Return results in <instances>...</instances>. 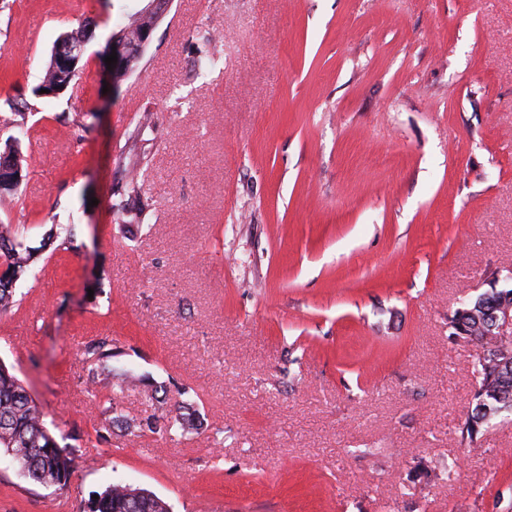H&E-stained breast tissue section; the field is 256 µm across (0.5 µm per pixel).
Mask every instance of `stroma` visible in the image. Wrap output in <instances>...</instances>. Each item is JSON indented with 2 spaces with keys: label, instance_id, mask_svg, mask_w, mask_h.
<instances>
[{
  "label": "stroma",
  "instance_id": "obj_1",
  "mask_svg": "<svg viewBox=\"0 0 512 512\" xmlns=\"http://www.w3.org/2000/svg\"><path fill=\"white\" fill-rule=\"evenodd\" d=\"M141 5L0 0V143L14 104L27 129L0 221L32 247L74 229L19 282L0 360L52 434L85 436L80 346L109 336L171 401L192 387L206 427L83 444L61 493L0 456V512H80L115 481L172 512H512V415L460 445L476 346L448 330L512 261V0H173L105 89L112 18ZM83 17L79 75L35 96ZM206 42L223 65L202 76ZM146 111L126 230L111 188Z\"/></svg>",
  "mask_w": 512,
  "mask_h": 512
}]
</instances>
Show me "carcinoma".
Segmentation results:
<instances>
[{
	"label": "carcinoma",
	"instance_id": "1",
	"mask_svg": "<svg viewBox=\"0 0 512 512\" xmlns=\"http://www.w3.org/2000/svg\"><path fill=\"white\" fill-rule=\"evenodd\" d=\"M114 26L135 39L142 27L139 12H123ZM220 63V57L209 46H199L195 51L194 65L199 74L213 72ZM49 90L47 96L56 95L53 62L46 64L41 84L36 95ZM119 200L111 205L116 221L126 223L125 217L132 211L143 214L141 188L134 179L125 180L118 190ZM70 227L57 224L51 227L38 247H31L21 240L20 229L9 224H0V313H6L17 306L16 283L42 257V252L52 246L66 250L72 243ZM512 295V288H490L474 300L464 301L451 317L448 328L451 334L456 330H473L469 312L482 304H489ZM87 366L82 383L91 397L99 398L107 391V406L100 412L94 433L96 445L112 442V436L121 433L132 435L149 431L152 434L168 435L172 432L191 433L203 428L204 422L191 401V389L183 388L179 395L184 400L177 404L174 414L153 415L145 419H134L119 410L120 400L126 387L135 382L147 396L164 406L167 400L166 386L154 378L140 374L126 359V352L112 343L108 336L89 338L82 345ZM471 372L476 379L474 406L465 421L457 427L460 444L475 447L483 431L493 420L504 414H512V368L498 371L489 370L474 356ZM0 450L17 464L21 475L31 484L40 487L64 489L72 474L83 463L68 444L62 445L45 426L39 406L26 387L0 361ZM98 498H88L86 512H170V506L155 493L129 484L112 483L96 492Z\"/></svg>",
	"mask_w": 512,
	"mask_h": 512
}]
</instances>
